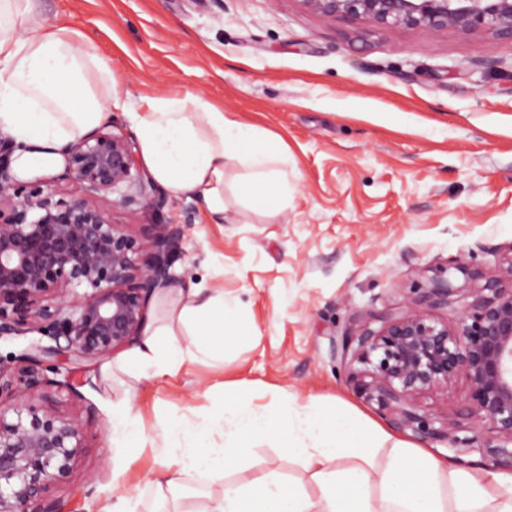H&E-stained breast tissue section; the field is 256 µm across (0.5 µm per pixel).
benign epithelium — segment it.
<instances>
[{
	"mask_svg": "<svg viewBox=\"0 0 512 512\" xmlns=\"http://www.w3.org/2000/svg\"><path fill=\"white\" fill-rule=\"evenodd\" d=\"M326 19L363 21L377 29L427 33L486 31L512 43V0H300ZM13 141L0 137V338L37 332L20 354L0 356V512H57L52 492L66 483L87 448L74 416L49 406L74 360L123 349L145 324L155 291L176 280L167 255L181 224H121L168 204L141 169L123 133L94 129L63 147L58 177L22 184L9 174ZM77 185L62 195L60 182ZM512 244L499 274L470 289L455 326L432 310L456 287L445 271L429 280L422 307L364 321L332 340L347 379L400 431L446 443L452 458L488 456L512 472ZM87 288L80 294L79 287ZM463 379L461 411L469 426H435L414 400Z\"/></svg>",
	"mask_w": 512,
	"mask_h": 512,
	"instance_id": "7a95c632",
	"label": "benign epithelium"
}]
</instances>
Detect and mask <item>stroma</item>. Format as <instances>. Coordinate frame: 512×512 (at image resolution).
<instances>
[{
    "label": "stroma",
    "mask_w": 512,
    "mask_h": 512,
    "mask_svg": "<svg viewBox=\"0 0 512 512\" xmlns=\"http://www.w3.org/2000/svg\"><path fill=\"white\" fill-rule=\"evenodd\" d=\"M47 23L93 37L111 59L115 131L133 135L129 98L204 94L225 115L275 138L288 157V206L247 210L224 177V221L193 198H170L141 224L180 223L179 288L223 289L248 328L223 355L151 378L124 353L73 365L56 410L78 416L88 448L53 492L59 512H95L130 494L136 512H168L146 484L152 452L124 447L112 414L125 403L155 439L187 416L256 410L282 398L349 408L380 426L336 358L332 337L409 310L456 258L495 273L512 244V45L479 32L429 35L325 19L300 0H40ZM275 469L318 487L274 435L229 479Z\"/></svg>",
    "instance_id": "35a3bbf8"
}]
</instances>
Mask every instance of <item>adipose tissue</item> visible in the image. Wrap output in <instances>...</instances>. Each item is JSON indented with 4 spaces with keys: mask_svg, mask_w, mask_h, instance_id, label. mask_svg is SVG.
Wrapping results in <instances>:
<instances>
[{
    "mask_svg": "<svg viewBox=\"0 0 512 512\" xmlns=\"http://www.w3.org/2000/svg\"><path fill=\"white\" fill-rule=\"evenodd\" d=\"M112 97V62L94 52L90 36L48 24L35 0H0V132L17 145L18 176L59 165L61 148L109 119ZM134 129L148 172L172 197L200 200L212 223L224 220V174L232 164L244 169L239 194L259 208H287L282 157L254 147L257 131L227 118L203 94L140 97ZM237 316L223 291L176 290L169 317L144 326L130 357L153 376L173 373L184 362L214 356L207 337L224 335ZM184 332L192 337L185 346L178 340ZM216 422L224 445L211 448L206 438ZM271 429L280 449L309 472L317 496L274 470L255 485L228 481L255 438ZM180 431L192 434L193 443L159 449L162 463L149 482L159 496L174 499L193 476L223 481L221 496L207 498L197 512H512V474L459 465L393 439L348 410L330 414L284 398L260 412L228 401L215 422L185 418L164 434Z\"/></svg>",
    "mask_w": 512,
    "mask_h": 512,
    "instance_id": "1",
    "label": "adipose tissue"
}]
</instances>
